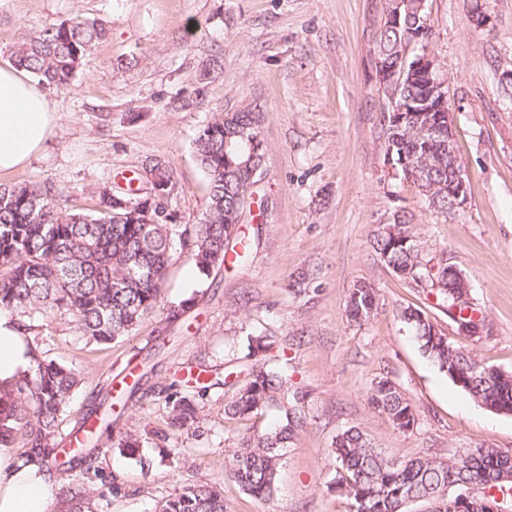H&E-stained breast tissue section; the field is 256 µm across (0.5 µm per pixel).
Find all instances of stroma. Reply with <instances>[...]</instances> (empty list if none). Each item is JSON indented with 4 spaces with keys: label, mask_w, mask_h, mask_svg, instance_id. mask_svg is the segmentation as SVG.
Segmentation results:
<instances>
[{
    "label": "stroma",
    "mask_w": 512,
    "mask_h": 512,
    "mask_svg": "<svg viewBox=\"0 0 512 512\" xmlns=\"http://www.w3.org/2000/svg\"><path fill=\"white\" fill-rule=\"evenodd\" d=\"M468 0H428L431 48L448 76L459 156L470 175L466 208L445 218L385 156L374 47L386 0H0V56L49 23L98 17L109 32L82 60L70 87L49 89L63 115L45 152L0 177L51 186L63 214L90 213L102 187L127 185L145 158L161 159L182 224L201 218L208 182L194 141L214 118L251 106L263 112L267 146L256 187L249 258L200 280L193 245L176 246L164 304L194 299L163 351L158 315L109 345L86 342L74 316L54 312L32 330L46 358L79 372L81 383L56 429L65 442L128 366L149 364L145 390L179 370L211 382L198 428L174 431L164 401L112 402L111 437H100L92 512H156L183 486L220 483L226 512H350L333 486L330 453L342 430L359 427L399 458H448L468 448L512 452V414L473 401L421 352L398 312L421 309L436 330L489 365L512 370V101L500 67L512 63V0H492L493 30L476 29ZM187 99L185 107L174 98ZM408 211L425 253L448 251L490 324L480 339L460 335L424 288L401 279L372 249L379 225ZM302 281L301 294L289 285ZM364 283L380 307L361 325L347 316L351 288ZM267 336L285 355L292 390L308 418L282 458L270 500L247 494L225 474L244 435L261 432L276 410L247 419L224 413L251 364L248 339ZM395 382L415 412L397 432L368 402L372 385ZM141 434L136 454L120 434Z\"/></svg>",
    "instance_id": "35a3bbf8"
}]
</instances>
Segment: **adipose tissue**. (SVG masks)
Returning a JSON list of instances; mask_svg holds the SVG:
<instances>
[{
  "instance_id": "1",
  "label": "adipose tissue",
  "mask_w": 512,
  "mask_h": 512,
  "mask_svg": "<svg viewBox=\"0 0 512 512\" xmlns=\"http://www.w3.org/2000/svg\"><path fill=\"white\" fill-rule=\"evenodd\" d=\"M61 115L45 88L12 60L0 59V175L41 153ZM20 319L0 311V386L27 376L33 353ZM58 481L39 460L22 462L17 448L0 445V512H50Z\"/></svg>"
}]
</instances>
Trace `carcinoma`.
<instances>
[{
	"mask_svg": "<svg viewBox=\"0 0 512 512\" xmlns=\"http://www.w3.org/2000/svg\"><path fill=\"white\" fill-rule=\"evenodd\" d=\"M428 10L422 0H407L399 21L383 25L374 49L377 73L385 82L378 91L387 102L405 107L398 119L382 116L386 156L398 164L412 159L413 182L429 205L448 216V182L456 159L448 152V127L428 112L432 87L412 68L414 49L432 42ZM108 33L101 19L49 23L37 35L12 48L16 64L44 85L70 86L81 60ZM261 115L253 109L226 112L208 123L195 139V153L208 180V200L200 221L184 229L193 238L195 267L209 278L230 260L246 259L251 239L242 233L244 192L254 194L266 147ZM163 195L148 197L142 187H104L94 214L61 215L56 198L39 184L0 185V310L29 320L53 311L72 312L80 335L110 344L147 316L162 311L163 330L178 326L191 301L161 305L179 225L171 206L172 176L158 170ZM374 250L386 266L404 280L423 278L435 305L449 313L454 305L445 251L426 258L419 235L402 212L374 237ZM374 289L355 286L347 312L362 324L378 310ZM400 318L422 353L448 379L477 403L498 413H512V370L490 366L471 351L448 342L434 331L421 310L401 309ZM79 374L43 358L35 349L30 374L9 390L0 389V443L23 449L20 459H39L57 468L55 431L66 412ZM208 389L190 375L162 388L158 395L168 409L170 425L191 429L204 416ZM371 406L385 413L400 433L416 424L410 404L388 378L371 388ZM271 407L281 410L269 429L243 437L230 459L229 475L256 499L274 491L282 451L306 424L298 394L288 393V373L264 362L251 365L245 380L224 402V413L247 419ZM331 454L336 461V485L351 501V512H410L414 504L425 512H490L502 496L512 501V453L483 446L469 448L446 460L427 454L398 459L378 448L358 427L336 435ZM97 456L85 448L73 450L69 471L80 477L62 487L60 512H84L101 478ZM158 512H224V493L215 483L182 487L164 500Z\"/></svg>",
	"mask_w": 512,
	"mask_h": 512,
	"instance_id": "cac0c4a2",
	"label": "carcinoma"
}]
</instances>
